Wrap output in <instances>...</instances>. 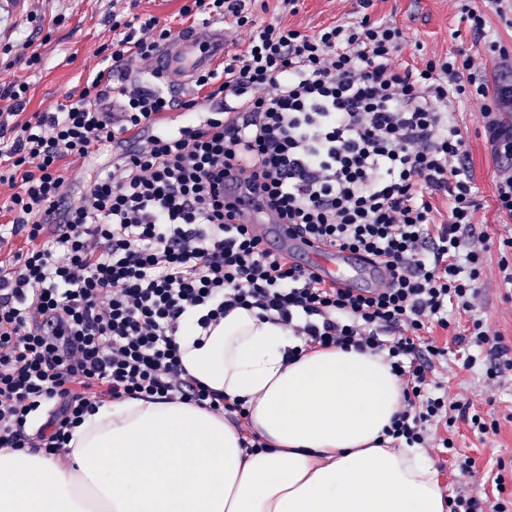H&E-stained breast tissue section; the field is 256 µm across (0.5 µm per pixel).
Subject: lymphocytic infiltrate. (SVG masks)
<instances>
[{"mask_svg": "<svg viewBox=\"0 0 512 512\" xmlns=\"http://www.w3.org/2000/svg\"><path fill=\"white\" fill-rule=\"evenodd\" d=\"M260 21L248 0H185L180 15L232 18L249 36L195 92L165 91L154 67L169 22L131 8L110 15L105 64L53 112L0 119V242L22 237L0 266V448L56 455L86 415L109 402H192L235 422L243 400L214 391L182 367L176 336L189 309L206 307L208 328L231 311L256 309L300 338L289 350L342 347L384 357L404 385L390 436L426 448L430 429L470 423L488 432L469 403L449 402L434 371L445 348L426 340L448 329L449 305L470 311L479 295L487 238L472 228L461 100L479 104L495 154L504 159L496 205L512 217V53L500 49L502 81L489 92L469 56L400 65L396 22L363 15L313 33L277 0ZM115 98V127L102 110ZM253 112H221L189 137L145 134L129 152L85 174L68 204L74 165H88L122 131L199 100ZM235 174L240 194L259 195L282 223L383 265L375 288H339L268 247L253 224L217 193ZM446 196L435 223L432 198Z\"/></svg>", "mask_w": 512, "mask_h": 512, "instance_id": "f902f5d3", "label": "lymphocytic infiltrate"}]
</instances>
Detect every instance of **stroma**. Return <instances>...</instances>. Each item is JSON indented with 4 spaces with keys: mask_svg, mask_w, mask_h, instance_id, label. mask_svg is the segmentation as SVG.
Returning a JSON list of instances; mask_svg holds the SVG:
<instances>
[{
    "mask_svg": "<svg viewBox=\"0 0 512 512\" xmlns=\"http://www.w3.org/2000/svg\"><path fill=\"white\" fill-rule=\"evenodd\" d=\"M112 10L110 0H30L26 13L0 15V49L21 53V44L35 29L48 34L39 44L43 56L40 68L23 62L0 64V89L13 83L30 86L25 115L42 112L77 93L87 77L103 64L99 48L112 38L106 18ZM395 21L404 36L401 63L423 65L426 61L464 53L474 57L485 72L489 87H496L499 58L487 43L475 42L453 0H373L363 7L361 0H304L299 12L287 15L285 23L314 32L332 22L354 21L362 15ZM470 159L473 193L478 206L473 214V229L488 237L481 275L482 296L474 312L453 307L448 311L451 326L433 328L430 337L446 347L448 359L438 366L436 377L448 391L450 400L470 403L485 420L497 421V432L484 436L467 424L457 423L451 437L457 450L470 458L473 475L460 474L452 457L442 448L426 449L448 496L464 493L480 499L485 512H492L497 492L492 481L499 467H506V486L512 490V376L501 382L487 380L485 372L494 364L496 351L489 346L457 344L455 335L466 334L473 318H481L488 336L503 337L512 349V288L505 286L499 272L501 260L512 263V252L501 248L502 239L512 236V218L495 205L497 161L488 141L479 106L462 102L456 106Z\"/></svg>",
    "mask_w": 512,
    "mask_h": 512,
    "instance_id": "1",
    "label": "stroma"
}]
</instances>
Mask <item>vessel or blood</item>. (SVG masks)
Here are the masks:
<instances>
[{
    "label": "vessel or blood",
    "instance_id": "vessel-or-blood-1",
    "mask_svg": "<svg viewBox=\"0 0 512 512\" xmlns=\"http://www.w3.org/2000/svg\"><path fill=\"white\" fill-rule=\"evenodd\" d=\"M224 59V27L215 22L188 26L161 43L156 54L155 68L166 87L173 93L190 90L194 76L211 69ZM203 118L182 110L160 113L152 122V130L181 135L197 130ZM252 222L258 223L265 234L274 236L280 250L296 257L303 253L312 256L311 273L329 284L342 288L353 287L366 279L379 282L382 272L368 260L329 246L311 244L293 235L287 225L278 223L271 212L255 211Z\"/></svg>",
    "mask_w": 512,
    "mask_h": 512
}]
</instances>
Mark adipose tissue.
Returning <instances> with one entry per match:
<instances>
[{"mask_svg":"<svg viewBox=\"0 0 512 512\" xmlns=\"http://www.w3.org/2000/svg\"><path fill=\"white\" fill-rule=\"evenodd\" d=\"M176 341L189 375L243 398L247 452L223 416L127 399L86 416L55 457L0 449V512H447L422 449L387 430L403 387L382 356L339 347L298 360L288 329L237 309Z\"/></svg>","mask_w":512,"mask_h":512,"instance_id":"ef3b65f1","label":"adipose tissue"}]
</instances>
